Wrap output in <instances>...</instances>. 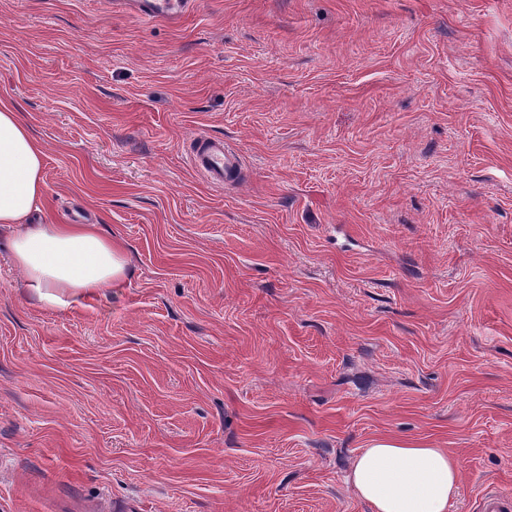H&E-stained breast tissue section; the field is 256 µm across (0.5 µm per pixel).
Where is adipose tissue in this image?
<instances>
[{
  "mask_svg": "<svg viewBox=\"0 0 512 512\" xmlns=\"http://www.w3.org/2000/svg\"><path fill=\"white\" fill-rule=\"evenodd\" d=\"M45 152L11 99L0 98V242L24 286L47 305H63L122 283L124 245L97 224H42ZM347 480L370 512H449L461 493V463L443 448L391 437L371 439Z\"/></svg>",
  "mask_w": 512,
  "mask_h": 512,
  "instance_id": "1",
  "label": "adipose tissue"
}]
</instances>
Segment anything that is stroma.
Listing matches in <instances>:
<instances>
[{"mask_svg": "<svg viewBox=\"0 0 512 512\" xmlns=\"http://www.w3.org/2000/svg\"><path fill=\"white\" fill-rule=\"evenodd\" d=\"M0 97L131 268L48 307L0 253V512H370L380 436L512 497V0H0ZM195 2L193 0H137L126 2L117 0L113 2L114 8L129 11L138 19L143 21H153L159 18L168 20H178L189 13ZM241 156L224 139L207 135L197 136L189 152V163L194 171L203 175L214 187L235 182L241 176Z\"/></svg>", "mask_w": 512, "mask_h": 512, "instance_id": "1", "label": "stroma"}]
</instances>
